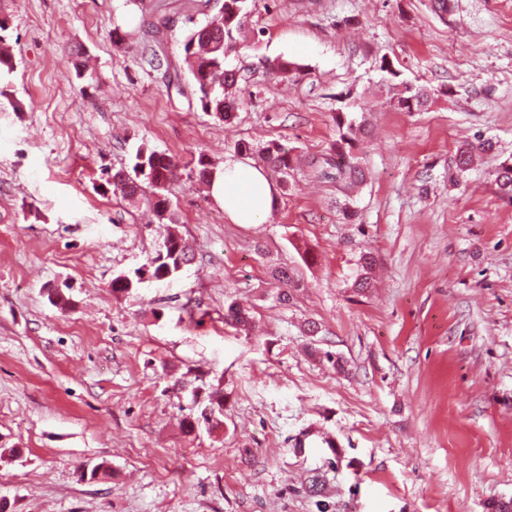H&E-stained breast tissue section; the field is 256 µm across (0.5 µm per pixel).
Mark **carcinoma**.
I'll return each instance as SVG.
<instances>
[{
    "label": "carcinoma",
    "mask_w": 512,
    "mask_h": 512,
    "mask_svg": "<svg viewBox=\"0 0 512 512\" xmlns=\"http://www.w3.org/2000/svg\"><path fill=\"white\" fill-rule=\"evenodd\" d=\"M248 0H224L223 15L216 26L205 24L189 31L183 40L184 61L192 76L198 94L201 109L212 112L222 120H229L236 106L235 73L224 69V61L236 46L237 35L244 26L247 17ZM0 26V72H12L15 66L11 47L6 43ZM428 100L427 90L404 84L397 98V106L407 111L422 107ZM339 139L333 145L336 156L346 163L350 176L362 177V170L353 164L350 150L353 145V124L346 121L343 114L336 115ZM493 144L489 140H480L476 144L463 147L458 151V169L466 171L470 166L474 152H488ZM263 160L270 169L281 176L288 175L290 169V151L279 143H272L263 149ZM494 181L499 190L512 196V161L504 160L493 172ZM177 178V164L174 157L156 150L140 149L135 156L132 170H117L106 185L112 193H118L124 199H132L150 189L148 202L160 224L177 223L176 213L170 201L171 188ZM191 262V256L176 233H170L162 248L148 261L152 276L157 281L174 277ZM224 320L238 326H247V314L231 303L224 309Z\"/></svg>",
    "instance_id": "carcinoma-1"
}]
</instances>
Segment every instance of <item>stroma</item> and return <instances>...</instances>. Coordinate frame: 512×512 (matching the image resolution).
I'll list each match as a JSON object with an SVG mask.
<instances>
[{"label":"stroma","mask_w":512,"mask_h":512,"mask_svg":"<svg viewBox=\"0 0 512 512\" xmlns=\"http://www.w3.org/2000/svg\"><path fill=\"white\" fill-rule=\"evenodd\" d=\"M223 3L0 0L16 60L0 74V450L21 451L0 460V501L489 512L512 499V197L493 182L512 157V0H248L226 122L201 110L181 45ZM404 83L430 90L424 110L397 107ZM340 112L358 184L336 167ZM487 138L457 173L458 148ZM241 141L294 158L261 224L232 223L190 172ZM143 145L180 164L175 225L98 189ZM171 231L192 262L113 293ZM60 284L65 309L47 296ZM231 303L246 329L225 324ZM213 391L220 424L186 433ZM99 463L109 475L84 476Z\"/></svg>","instance_id":"35a3bbf8"}]
</instances>
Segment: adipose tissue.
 <instances>
[{
    "label": "adipose tissue",
    "mask_w": 512,
    "mask_h": 512,
    "mask_svg": "<svg viewBox=\"0 0 512 512\" xmlns=\"http://www.w3.org/2000/svg\"><path fill=\"white\" fill-rule=\"evenodd\" d=\"M214 197L238 224H261L275 203V188L266 171L246 158L230 159L216 169Z\"/></svg>",
    "instance_id": "1"
}]
</instances>
